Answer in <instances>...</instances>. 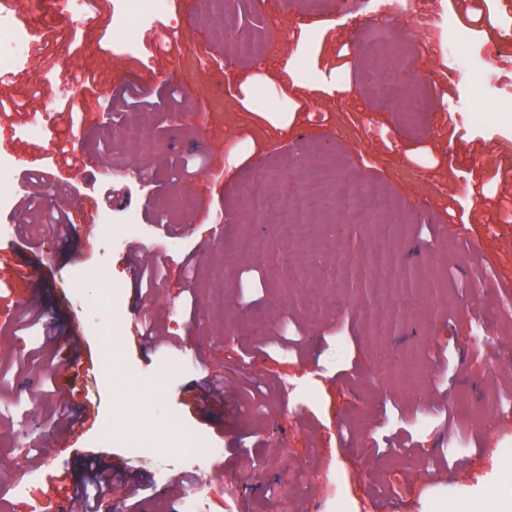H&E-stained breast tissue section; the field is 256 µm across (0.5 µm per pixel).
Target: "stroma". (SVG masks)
Returning <instances> with one entry per match:
<instances>
[{"mask_svg":"<svg viewBox=\"0 0 512 512\" xmlns=\"http://www.w3.org/2000/svg\"><path fill=\"white\" fill-rule=\"evenodd\" d=\"M488 22L469 0H416L396 21L349 0L343 12H297L290 0H157L152 24L128 0L121 26L113 0L83 24L21 4L19 21L40 23L30 67L0 82V156L10 158L8 208L0 224V473L23 481L0 488L5 512L59 502L61 479L79 480L85 459L126 458L146 490L129 495L137 512H178L179 500L209 486L208 512H512V373L499 370L483 338L512 335V311L498 286L512 279V110L488 86L483 66L449 67L455 34L439 23L454 12L472 42L492 38L507 11L487 0ZM245 12L264 25L238 32L241 52L224 57V33ZM173 40L148 44L150 25ZM134 49L125 51L122 40ZM380 48L402 55L401 81L424 97L401 121L368 81ZM92 85L61 93L64 76ZM177 89L171 109L128 112L125 96ZM83 105L67 119L66 99ZM136 133L122 138L128 126ZM66 163H59L62 139ZM108 165L109 176L95 169ZM274 193L316 187L333 199L340 182L386 189L396 205L386 224H411L402 245L417 285L383 300L402 315L395 332L369 333V314L342 283L328 285L344 259L362 260L371 231L355 225L339 254L321 264L280 265L292 242L276 226L266 248L248 249L257 226L243 208L250 182L274 167ZM328 178L312 184L316 168ZM173 196L189 198L170 222L158 220ZM140 226L129 231V211ZM111 212L114 240L99 238ZM70 222L65 239L40 223ZM165 255L151 290L135 264ZM51 307L74 323L81 349L42 348L41 325L24 311ZM152 314L172 344L135 345L138 315ZM234 336L225 337V327ZM114 360L110 385L58 377L43 367ZM214 383L222 405L191 411L185 391ZM87 389L96 420L79 439L53 425L70 388ZM51 427L47 441L38 432ZM205 464L184 465L189 437ZM405 444L386 453L387 440ZM154 453L130 457V440ZM221 456L209 459L210 449ZM268 458L267 473L254 468Z\"/></svg>","mask_w":512,"mask_h":512,"instance_id":"35a3bbf8","label":"stroma"}]
</instances>
